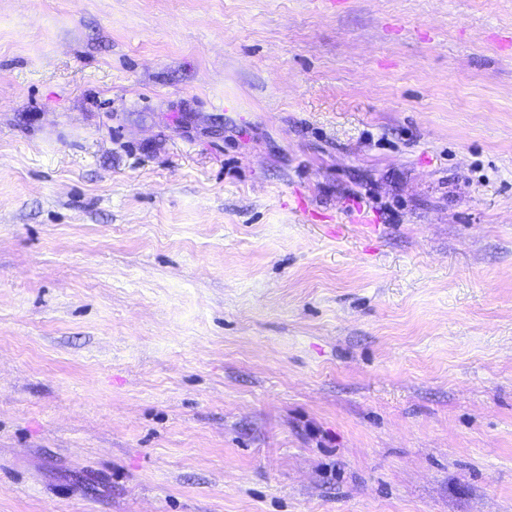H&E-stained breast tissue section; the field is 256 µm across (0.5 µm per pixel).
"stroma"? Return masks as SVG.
Listing matches in <instances>:
<instances>
[{"instance_id": "stroma-1", "label": "stroma", "mask_w": 512, "mask_h": 512, "mask_svg": "<svg viewBox=\"0 0 512 512\" xmlns=\"http://www.w3.org/2000/svg\"><path fill=\"white\" fill-rule=\"evenodd\" d=\"M0 512H512V0H0Z\"/></svg>"}]
</instances>
